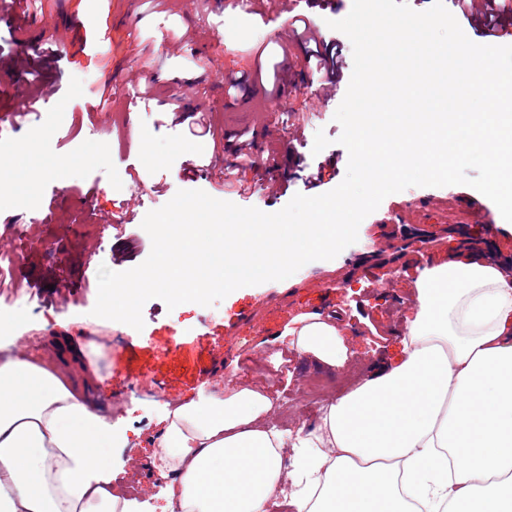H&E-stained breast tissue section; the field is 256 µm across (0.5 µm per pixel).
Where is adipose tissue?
Returning a JSON list of instances; mask_svg holds the SVG:
<instances>
[{
	"instance_id": "ef3b65f1",
	"label": "adipose tissue",
	"mask_w": 512,
	"mask_h": 512,
	"mask_svg": "<svg viewBox=\"0 0 512 512\" xmlns=\"http://www.w3.org/2000/svg\"><path fill=\"white\" fill-rule=\"evenodd\" d=\"M396 357L322 408L312 429L281 431L277 399L260 385L217 383L162 419L152 458L175 473L162 512H268L282 485H302L293 512H512V264L474 249L419 271ZM348 325L294 317L280 362L294 355L343 367ZM0 355V512H143L112 484L111 424L71 384L84 347ZM317 448L303 472L289 448Z\"/></svg>"
}]
</instances>
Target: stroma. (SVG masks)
Returning <instances> with one entry per match:
<instances>
[{"instance_id":"35a3bbf8","label":"stroma","mask_w":512,"mask_h":512,"mask_svg":"<svg viewBox=\"0 0 512 512\" xmlns=\"http://www.w3.org/2000/svg\"><path fill=\"white\" fill-rule=\"evenodd\" d=\"M352 2L296 0L282 11L243 14L212 0H26V19L43 24L58 54L43 57L28 70L24 92L0 103L9 110L32 100L37 108L0 122V159L8 163L0 245L25 253L12 280L30 298L20 307L0 291V344L39 337L36 357L63 324L82 340L111 336V351L95 362L97 379L78 373L74 384L123 434L112 450L116 485L139 480L155 505H163L165 486L150 453L170 401L198 397L222 377L262 384L271 375L272 393L297 398L276 424L314 428L321 407L302 401L307 382L322 378L325 396H340L363 379L372 358L398 351L407 284L427 260L464 243L512 260V240L490 220L491 200L466 185L410 187L361 222L355 243L306 264L292 280L244 286L210 306L170 310L148 300L144 327L133 336L126 324L92 316L99 267L121 272L143 263L152 242L142 221L177 191L200 189L273 213L295 194H323L342 182L349 155L334 115L353 70L351 46L343 48L345 79L332 95L316 91L314 72L278 94L269 76L282 72L286 58L305 55L292 33L294 14L306 13L330 37L328 21L347 16ZM235 79L260 84L262 100L225 111ZM200 118L211 130L191 136ZM260 127L267 153L284 161L285 178L260 180L256 158L225 150V131ZM227 178L243 194L225 195ZM334 310L349 325V365L328 371L303 357L270 361L293 316Z\"/></svg>"}]
</instances>
